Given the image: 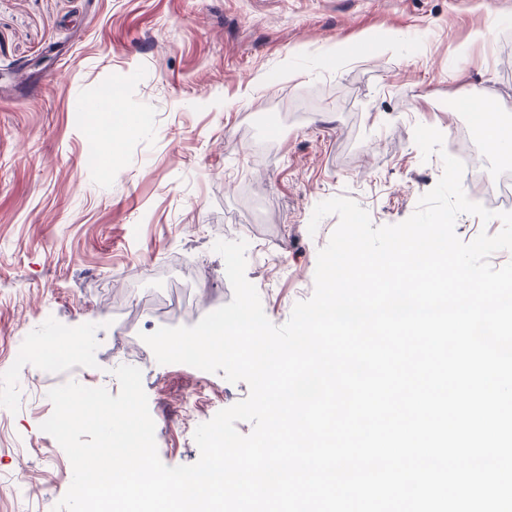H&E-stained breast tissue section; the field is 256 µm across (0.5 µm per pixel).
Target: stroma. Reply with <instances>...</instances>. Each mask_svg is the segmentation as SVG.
Wrapping results in <instances>:
<instances>
[{"label": "stroma", "mask_w": 512, "mask_h": 512, "mask_svg": "<svg viewBox=\"0 0 512 512\" xmlns=\"http://www.w3.org/2000/svg\"><path fill=\"white\" fill-rule=\"evenodd\" d=\"M110 89L136 123L112 146L89 109ZM489 98L512 114V0H0V481L27 484L0 512H52L71 484L41 429L48 391L118 394L123 364L162 463L197 462L196 427L249 387L158 363L143 337L232 300L214 244L247 241L246 277L285 324L339 222L309 233L315 206L405 221L443 171L415 127L450 134Z\"/></svg>", "instance_id": "obj_1"}]
</instances>
